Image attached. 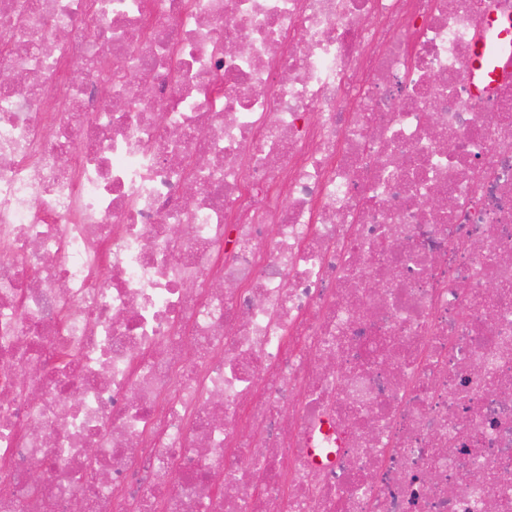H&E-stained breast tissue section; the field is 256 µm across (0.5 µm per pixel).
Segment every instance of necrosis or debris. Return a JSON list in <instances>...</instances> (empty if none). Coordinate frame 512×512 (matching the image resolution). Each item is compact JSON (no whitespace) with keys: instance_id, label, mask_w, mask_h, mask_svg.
Segmentation results:
<instances>
[{"instance_id":"necrosis-or-debris-1","label":"necrosis or debris","mask_w":512,"mask_h":512,"mask_svg":"<svg viewBox=\"0 0 512 512\" xmlns=\"http://www.w3.org/2000/svg\"><path fill=\"white\" fill-rule=\"evenodd\" d=\"M491 15L0 0V512H512ZM487 34L490 36L488 37ZM491 43L499 45L497 53L489 48ZM474 57L481 81L494 83L501 74L503 65L510 66L512 62L511 27L506 26L498 19H489L485 35L477 41L474 47Z\"/></svg>"}]
</instances>
